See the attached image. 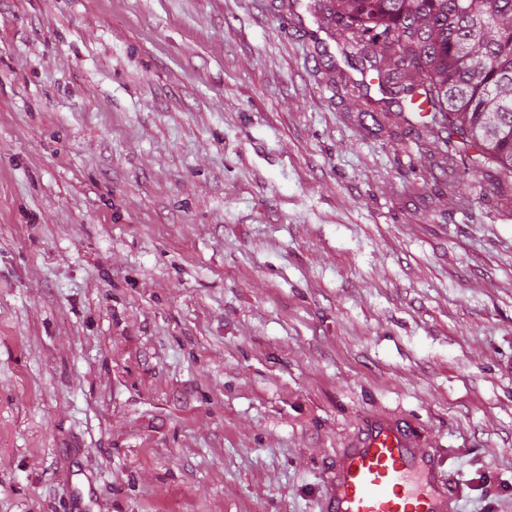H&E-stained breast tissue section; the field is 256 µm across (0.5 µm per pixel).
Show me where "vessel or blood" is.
<instances>
[{
	"label": "vessel or blood",
	"mask_w": 512,
	"mask_h": 512,
	"mask_svg": "<svg viewBox=\"0 0 512 512\" xmlns=\"http://www.w3.org/2000/svg\"><path fill=\"white\" fill-rule=\"evenodd\" d=\"M442 466L401 424L369 419L341 452L325 512H452Z\"/></svg>",
	"instance_id": "obj_1"
}]
</instances>
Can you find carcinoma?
<instances>
[{
    "label": "carcinoma",
    "mask_w": 512,
    "mask_h": 512,
    "mask_svg": "<svg viewBox=\"0 0 512 512\" xmlns=\"http://www.w3.org/2000/svg\"><path fill=\"white\" fill-rule=\"evenodd\" d=\"M329 16L354 54L370 56L379 88L403 94L399 112L448 126L460 144L512 187V0H329Z\"/></svg>",
    "instance_id": "obj_1"
}]
</instances>
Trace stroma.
<instances>
[{
    "instance_id": "obj_1",
    "label": "stroma",
    "mask_w": 512,
    "mask_h": 512,
    "mask_svg": "<svg viewBox=\"0 0 512 512\" xmlns=\"http://www.w3.org/2000/svg\"><path fill=\"white\" fill-rule=\"evenodd\" d=\"M313 0H0V512H324L371 416L512 512V205Z\"/></svg>"
}]
</instances>
